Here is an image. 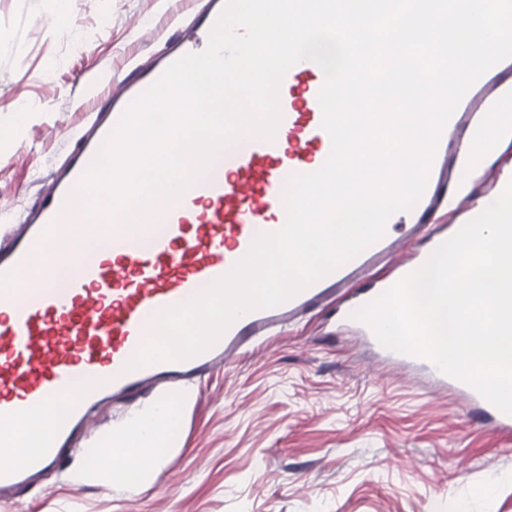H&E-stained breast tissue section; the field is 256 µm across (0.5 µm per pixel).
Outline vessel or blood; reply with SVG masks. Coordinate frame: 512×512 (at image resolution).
<instances>
[{
	"label": "vessel or blood",
	"mask_w": 512,
	"mask_h": 512,
	"mask_svg": "<svg viewBox=\"0 0 512 512\" xmlns=\"http://www.w3.org/2000/svg\"><path fill=\"white\" fill-rule=\"evenodd\" d=\"M224 6L225 0H207L194 29L178 39L167 56L140 70L135 81L108 84V110L92 114L80 132L78 151L52 176L39 207L24 218L23 231L12 236L7 249H0V445L10 446L11 432L33 411L63 399L71 405L69 420L46 430L39 456L21 464L0 462V503L41 481L89 426L92 409L132 401L147 389L190 382L212 367L229 364L284 322L323 304H335L339 319L348 321L358 305L418 268L445 240L441 234L430 236L425 251L414 257L402 251V238L416 235L437 204V190L448 169V152L442 149L435 153L427 188L409 214L411 223H404L402 214L393 215L383 237L360 255L287 302L240 317L206 352L186 361L124 371L126 361L149 337L155 313L226 274L246 256L257 235L281 228L288 178L316 171L331 150L318 102L324 73L313 62H298L280 85L283 119L273 140H243L178 202L158 207L145 218L137 238L126 235L124 211L93 218L97 232L109 237V246L80 255L64 284H57L46 258L45 232L51 224L74 220L66 208L68 192L80 185L95 152L133 98L175 60L206 47ZM492 92L486 78H479L448 120L442 140L467 128L471 115L486 105ZM383 262L395 266V275L364 289L357 300H347L350 286ZM381 355L424 374L437 391L479 409L492 431L512 433V415L499 411L464 381L413 355L387 348Z\"/></svg>",
	"instance_id": "1"
}]
</instances>
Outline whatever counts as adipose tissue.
Returning a JSON list of instances; mask_svg holds the SVG:
<instances>
[{
  "label": "adipose tissue",
  "mask_w": 512,
  "mask_h": 512,
  "mask_svg": "<svg viewBox=\"0 0 512 512\" xmlns=\"http://www.w3.org/2000/svg\"><path fill=\"white\" fill-rule=\"evenodd\" d=\"M512 142V84L489 106L480 122L476 139L461 147L466 173H473ZM192 394L184 390L177 397L160 396L133 414L119 428L103 436L95 473L113 484H123L130 477L149 479L167 447L166 431L185 409ZM65 402L33 412L15 434L12 447L1 450L0 457L22 462L39 453L40 434L50 421L63 419Z\"/></svg>",
  "instance_id": "obj_1"
}]
</instances>
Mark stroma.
Returning a JSON list of instances; mask_svg holds the SVG:
<instances>
[{
	"label": "stroma",
	"instance_id": "35a3bbf8",
	"mask_svg": "<svg viewBox=\"0 0 512 512\" xmlns=\"http://www.w3.org/2000/svg\"><path fill=\"white\" fill-rule=\"evenodd\" d=\"M205 0H0V227L39 204L46 181L78 146L106 80L164 54ZM65 14L67 29L53 21ZM28 119L10 127L20 105ZM512 170V144L467 180L465 223L490 175ZM194 400L169 427L164 464L148 481L81 480L97 435L141 402L100 411L81 450L43 488L0 512H512V438L470 418L465 403L376 361L328 312H309L191 383Z\"/></svg>",
	"mask_w": 512,
	"mask_h": 512
}]
</instances>
